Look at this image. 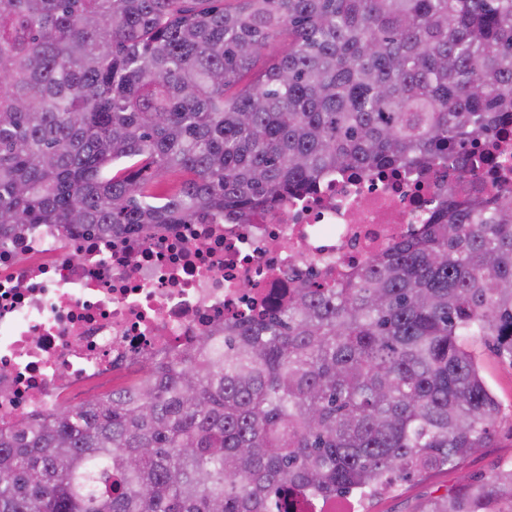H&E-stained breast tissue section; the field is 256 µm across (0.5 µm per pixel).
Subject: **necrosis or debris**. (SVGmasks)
<instances>
[{
    "instance_id": "4bbe7bcc",
    "label": "necrosis or debris",
    "mask_w": 512,
    "mask_h": 512,
    "mask_svg": "<svg viewBox=\"0 0 512 512\" xmlns=\"http://www.w3.org/2000/svg\"><path fill=\"white\" fill-rule=\"evenodd\" d=\"M460 170L328 176L244 220L206 218L115 241L38 224L0 243V425L35 421L68 387L177 353L236 315L332 288L418 236Z\"/></svg>"
}]
</instances>
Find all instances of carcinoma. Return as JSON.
<instances>
[{
	"mask_svg": "<svg viewBox=\"0 0 512 512\" xmlns=\"http://www.w3.org/2000/svg\"><path fill=\"white\" fill-rule=\"evenodd\" d=\"M0 0V237L244 217L322 174L512 168V0ZM288 47L261 71L269 43ZM183 176L160 194L154 179ZM512 364V191H463L110 393L0 427V512H315L453 469ZM416 512H512V462Z\"/></svg>",
	"mask_w": 512,
	"mask_h": 512,
	"instance_id": "cac0c4a2",
	"label": "carcinoma"
}]
</instances>
